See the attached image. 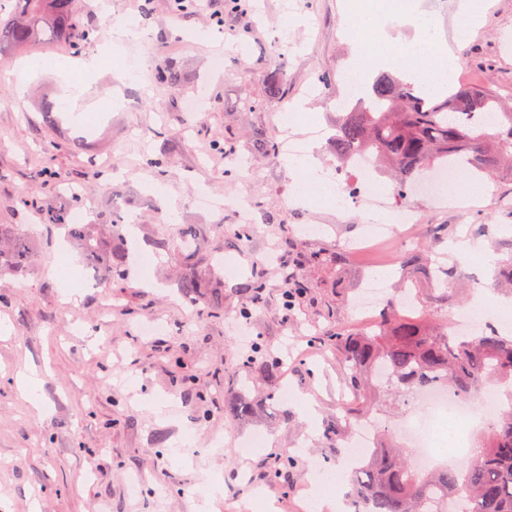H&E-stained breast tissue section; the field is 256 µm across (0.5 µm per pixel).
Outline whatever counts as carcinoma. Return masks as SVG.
<instances>
[{"instance_id": "carcinoma-1", "label": "carcinoma", "mask_w": 512, "mask_h": 512, "mask_svg": "<svg viewBox=\"0 0 512 512\" xmlns=\"http://www.w3.org/2000/svg\"><path fill=\"white\" fill-rule=\"evenodd\" d=\"M76 0H14L11 10L0 7V48L28 52L42 44L78 46L89 32L74 22ZM159 79L176 89L182 72L169 65ZM268 91L280 96L288 84L277 68L267 78ZM482 112L493 121L490 132L477 133L471 118ZM336 159L370 155L375 166L392 171L397 192L408 196L422 176L441 164L471 175L512 178V107L489 91L461 84L429 94L387 72L367 85L365 98L336 119L333 138ZM116 224H67V239L86 265L104 272L107 280L124 275L125 253L112 247ZM196 241L187 254L191 272L181 281L192 300L221 299L224 281L203 257V243L193 226L182 228ZM38 257V244L21 224H0V274L26 273ZM458 276L454 266L432 269L434 293L416 296L426 309L418 317L390 303L376 324L363 332L338 327L322 337L336 351L345 384L359 400L350 412L362 417L380 412L381 404L398 405L407 392L442 383L468 399L485 379L510 386L508 408L489 414L467 466L448 467L424 475L413 470L394 439L373 450L350 478L355 512H512V335L489 325L480 334L458 340L448 335V319L435 316L431 305L448 303V287ZM386 370V383L376 369Z\"/></svg>"}]
</instances>
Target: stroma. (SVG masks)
<instances>
[{
  "mask_svg": "<svg viewBox=\"0 0 512 512\" xmlns=\"http://www.w3.org/2000/svg\"><path fill=\"white\" fill-rule=\"evenodd\" d=\"M412 7L431 20L436 47L451 57L448 85L487 88L512 103V0H473L475 21L464 33L456 27L460 0H412ZM113 18L137 21L145 42L118 41ZM77 22L91 33L78 56L108 50L112 65L68 82L52 71H21L25 60L63 49L0 56V223L24 225L40 246L24 275L0 278V321L10 327L0 338V512H199L198 490L210 480L224 490L215 512H241L259 496L274 512H308L311 475L336 468L325 424L342 384L335 352L310 341L335 325L362 327L352 313L356 288L386 278L383 265L398 245L378 242L340 268L318 263L368 232L362 213L296 204V180L254 140L281 138L295 102L302 117L294 132L333 123L356 50L343 0H249L237 11L224 0H198L183 16L169 0H78ZM133 55L143 77L132 84L114 65ZM217 55L220 74L210 69ZM170 64L183 74L180 88L156 78ZM277 66L288 85L273 98L266 79ZM308 84L314 96H305ZM196 94L204 108L186 111L184 99ZM117 97L124 107H111ZM64 98L69 111L55 110L46 123L40 101ZM91 158L99 166L93 180ZM155 183L164 194L151 192ZM473 183L458 176L460 199L451 204L414 196L419 221L402 233L423 245L428 264L457 265L461 287L479 281L492 289L494 266L467 262L457 246L512 256V213L500 209L512 181L490 180L474 208L464 201ZM202 192L247 197L253 226L232 209L217 218L198 211ZM112 214L126 222L117 247L139 248L151 260H127L104 317L102 275L92 268L80 269L82 299L67 300L69 280L58 268L80 256L59 227ZM187 224L221 263V306L190 304L181 292L188 269L179 232ZM156 240L167 248L152 249ZM292 261L307 290L287 312L283 267ZM150 320L161 329L143 334ZM241 327L249 343L238 341ZM266 362L279 366L275 383L261 373ZM28 365L42 373L41 414L16 385ZM228 399L249 403L251 413L225 414ZM307 401L315 419L301 409Z\"/></svg>",
  "mask_w": 512,
  "mask_h": 512,
  "instance_id": "stroma-1",
  "label": "stroma"
}]
</instances>
